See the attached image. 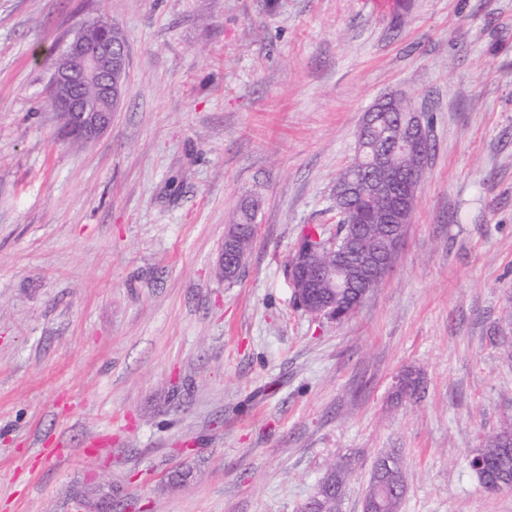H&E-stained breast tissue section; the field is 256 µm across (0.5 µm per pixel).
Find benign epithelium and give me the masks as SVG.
Returning a JSON list of instances; mask_svg holds the SVG:
<instances>
[{"mask_svg": "<svg viewBox=\"0 0 512 512\" xmlns=\"http://www.w3.org/2000/svg\"><path fill=\"white\" fill-rule=\"evenodd\" d=\"M126 65V45L112 40V24L101 20L82 26L74 37L58 54L51 77L54 97L52 107L64 114L66 127L74 136L91 141L100 135L112 122V112L116 111L120 100V79ZM389 101V97L378 99L362 116L355 151L365 148L368 136L375 132V113ZM413 121L407 125V134L402 145L415 147L421 151V168H426L431 149V136L418 112L411 113ZM369 170L387 173V178L378 182L387 191L394 186L402 188V193L385 213L384 220L389 224H406L409 207L416 202L417 189L421 176L410 173L392 163L388 153L374 154ZM236 228L229 225L220 249L217 267L219 270L240 271L244 257L235 247ZM343 253H354L356 265L374 267L379 271L375 283H381L389 274L390 266L379 259L378 254L362 245L347 240L343 242ZM318 247L309 239H302L296 246L294 260L288 268V281L292 287L294 303L305 312L316 317H327L338 322L351 316L368 298L373 286L363 288L357 301L351 304L336 302V299L317 298L314 289L324 280L336 279V265H310V256Z\"/></svg>", "mask_w": 512, "mask_h": 512, "instance_id": "obj_1", "label": "benign epithelium"}]
</instances>
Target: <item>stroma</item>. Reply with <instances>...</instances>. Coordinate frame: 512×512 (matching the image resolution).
<instances>
[{
    "label": "stroma",
    "instance_id": "1",
    "mask_svg": "<svg viewBox=\"0 0 512 512\" xmlns=\"http://www.w3.org/2000/svg\"><path fill=\"white\" fill-rule=\"evenodd\" d=\"M99 17L127 67L86 143L48 84ZM391 92L434 143L404 245L356 315L312 316L286 265ZM510 423L512 0H0V512H301L343 462L362 512L383 451L399 512H512L466 461ZM236 228L233 224L229 225V228L224 236V245L220 249L217 267L221 272L224 273V268L228 271H236L238 273L243 265L244 257L241 256L235 247ZM219 274L224 277L227 282H232L236 277L232 278L229 273Z\"/></svg>",
    "mask_w": 512,
    "mask_h": 512
}]
</instances>
